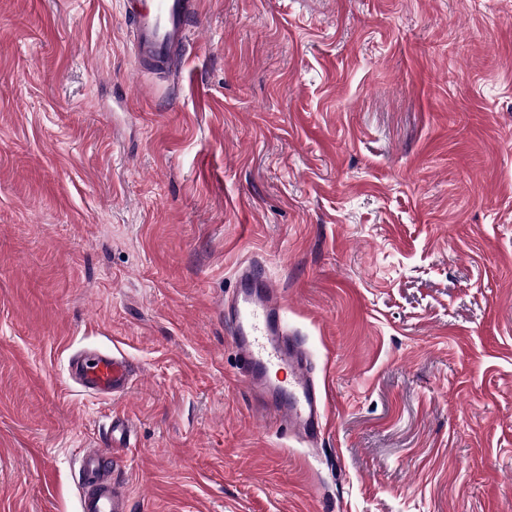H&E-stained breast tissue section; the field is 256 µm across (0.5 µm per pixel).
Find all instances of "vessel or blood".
Here are the masks:
<instances>
[{"instance_id":"vessel-or-blood-1","label":"vessel or blood","mask_w":512,"mask_h":512,"mask_svg":"<svg viewBox=\"0 0 512 512\" xmlns=\"http://www.w3.org/2000/svg\"><path fill=\"white\" fill-rule=\"evenodd\" d=\"M125 11L141 72L160 76L183 60L196 0H125ZM235 280L228 323L241 377L272 424L316 444L327 426L326 393L312 374L306 349L285 324L277 286L253 262L239 265ZM283 368L287 379L272 382L270 371ZM70 370L84 391L108 396L123 394L131 373L124 358L100 350L75 353ZM130 436L128 420L110 418L105 445L81 456L78 512H130L127 491L115 478Z\"/></svg>"}]
</instances>
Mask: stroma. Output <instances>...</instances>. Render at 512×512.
Listing matches in <instances>:
<instances>
[{
  "mask_svg": "<svg viewBox=\"0 0 512 512\" xmlns=\"http://www.w3.org/2000/svg\"><path fill=\"white\" fill-rule=\"evenodd\" d=\"M185 52L158 81L123 0H0V512H77L115 414L131 512H512V0H199ZM245 261L317 449L240 378ZM235 280L228 323L241 377L272 424L314 446L327 426L326 392L312 374L306 349L288 331L277 286L253 262L239 265ZM286 366L288 379H270L272 369ZM273 383L278 387L275 399L266 391ZM70 370L84 391L108 396L123 394L131 375V369L123 357L100 350L75 353L70 359Z\"/></svg>",
  "mask_w": 512,
  "mask_h": 512,
  "instance_id": "35a3bbf8",
  "label": "stroma"
}]
</instances>
